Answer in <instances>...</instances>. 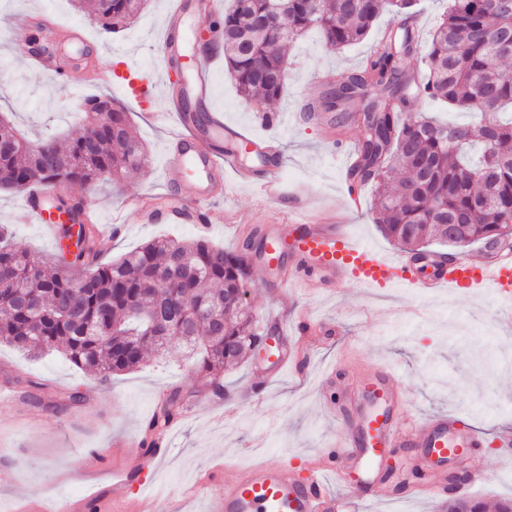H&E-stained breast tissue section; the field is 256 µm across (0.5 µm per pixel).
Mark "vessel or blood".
<instances>
[{
  "label": "vessel or blood",
  "instance_id": "obj_1",
  "mask_svg": "<svg viewBox=\"0 0 512 512\" xmlns=\"http://www.w3.org/2000/svg\"><path fill=\"white\" fill-rule=\"evenodd\" d=\"M219 12L217 0H172L161 23L159 73H140L129 57H122L127 85L138 106H146L158 92L177 85L168 110L181 126L189 121L184 98L206 108L204 126L192 134L180 135L174 155L164 170L166 191L131 197L112 213L116 224L137 215L144 224H193L211 231L223 215L212 206L225 166H232L237 179L254 187L262 198L280 199V144L258 139L241 128L225 123L224 115L209 110L212 95L211 55L195 62L187 60L186 33L190 15L207 24ZM63 46L28 54L25 62L52 78L64 82L68 75L55 61L65 56ZM52 189L43 187L22 196L24 213L37 223L48 221ZM262 246L255 257L264 274L274 275L282 284L319 288L328 292L356 281L370 287L406 285L432 295L441 290L469 293L492 289L502 307L500 324L512 325V258L473 263L433 253V273L422 278L411 261L386 259L353 241L334 220L288 210L261 229ZM408 399L394 382L391 369L361 362L358 379L351 388L338 392L325 408L330 415H348L349 427L340 441L323 446L305 472L283 463L260 462L238 470L232 479L211 473L199 481L212 512H347V501L338 488L361 487L370 497L382 496L389 479L386 460L395 449L408 448L407 460L398 484L402 489L427 490L437 498L448 489L450 468L468 464L479 456L483 440L469 423L451 413L433 414L404 427L398 409Z\"/></svg>",
  "mask_w": 512,
  "mask_h": 512
}]
</instances>
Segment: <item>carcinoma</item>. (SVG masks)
I'll return each mask as SVG.
<instances>
[{"label": "carcinoma", "mask_w": 512, "mask_h": 512, "mask_svg": "<svg viewBox=\"0 0 512 512\" xmlns=\"http://www.w3.org/2000/svg\"><path fill=\"white\" fill-rule=\"evenodd\" d=\"M146 0H91L94 20L114 33ZM272 0H231L214 27L224 31V69L244 100L278 99L284 88L285 47L315 28L329 49L362 42L376 20L392 14L381 52L336 80L308 112H333L338 124L358 131L348 180L370 186L377 222L387 238L411 251L438 242L463 257L512 225V53L495 37L512 40V11L496 12L487 0H450L424 58L425 73L411 69L419 41L413 0H288V33L263 27ZM426 96L475 112L473 125L442 124L430 117L404 120ZM112 101L83 102L82 130L61 141H30L0 114V187L24 191L46 184H92L129 170H144L147 150L129 131L127 112L101 114ZM494 175V189L482 179ZM75 239L63 273L47 271L43 257L17 248L0 226V339L21 351L56 350L105 381L131 371L151 352L162 358L177 348L195 356L192 370L218 375L262 346L251 312L238 305L250 283L252 243L234 251L204 237L156 238L109 262L99 259L94 225H58L59 241ZM179 412L169 402L147 422L150 438L164 434ZM446 512H484L483 503L453 497Z\"/></svg>", "instance_id": "cac0c4a2"}]
</instances>
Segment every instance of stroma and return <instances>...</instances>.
Wrapping results in <instances>:
<instances>
[{"label": "stroma", "instance_id": "35a3bbf8", "mask_svg": "<svg viewBox=\"0 0 512 512\" xmlns=\"http://www.w3.org/2000/svg\"><path fill=\"white\" fill-rule=\"evenodd\" d=\"M170 2L147 0L124 30L112 35L80 12L73 0H0V113H11L28 139L39 140L79 130L83 99L105 94L126 105L132 134L148 148L147 170L126 179L57 186L56 197L84 200L105 223L130 196L165 188L163 169L179 125L174 120L164 125L153 121V113L165 106L163 96H156L145 109L129 101L126 82L119 76L118 54L130 53L142 69L157 68L159 27ZM44 11L59 25H81L94 41L85 64L100 73L96 84H62L25 65L27 52L41 43L39 33L31 31L29 40L20 42L10 31L25 16ZM389 22V16H382L364 42L339 52L327 49L317 32L299 37L286 50L284 93L271 103L241 100L223 59H215L214 108L223 112L225 121L253 136L280 141L286 197L262 203L253 187L239 182L233 170H225L228 191L218 203L224 222L209 233L213 244L236 249L264 219L294 201L310 214L344 211V230L351 238L370 244L385 257L399 254V247L374 221L371 188L362 190L358 208L347 209L344 169L326 153L321 131L297 110L298 103L318 97L331 74L358 66ZM268 112L276 114L274 123H266ZM20 200V192L0 189V224L10 226L16 246L55 253L40 225L24 219ZM197 233L192 224L133 222L100 241L99 249L110 261L157 237L188 240ZM247 303L258 327L281 328L283 341L297 348L299 356L294 366L266 382L253 373L255 365L267 361L263 351L227 370L228 399L238 409L226 420L211 413L209 404L216 395L209 380L191 372L185 352L150 360L104 382L60 353L33 356L0 341V389L8 393L0 401V512H155L153 501L139 490L112 492L113 475L138 465L145 480L170 499L173 512H202L203 502L184 497L183 490L198 473L219 464L242 467L262 455L304 469L307 458L338 429L319 406L323 373L355 342L365 358L394 370L411 398L409 416L454 412L486 437L483 454L466 467L471 480L461 488V496L478 498L490 508L512 499V465L501 464L503 450L496 441L499 431L512 429V359L500 354L502 345H512V331L496 322L499 304L490 289L457 295L444 290L422 297L403 286L381 291L351 282L337 293L307 295L292 289L284 295L256 269ZM303 311L324 322L327 332L299 336L295 316ZM31 381L41 386V404L22 396ZM258 385L265 388L260 401L250 393ZM74 391L82 393L83 402L56 412L54 403ZM174 393L180 411L169 428L173 451L164 467L156 468L145 447L134 440ZM120 438L127 440V447H114ZM345 494L358 501L361 512H441L439 501L426 498L368 500L357 487Z\"/></svg>", "mask_w": 512, "mask_h": 512}]
</instances>
